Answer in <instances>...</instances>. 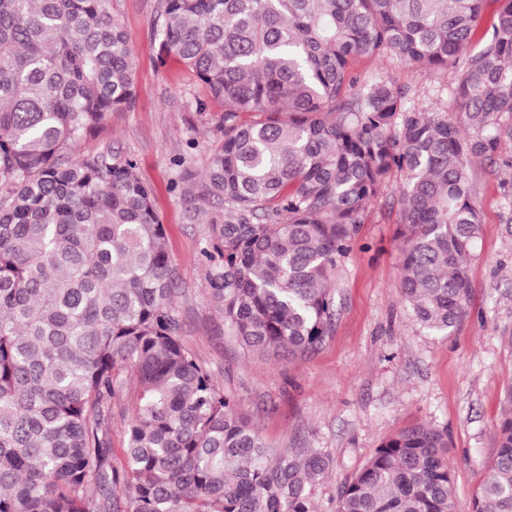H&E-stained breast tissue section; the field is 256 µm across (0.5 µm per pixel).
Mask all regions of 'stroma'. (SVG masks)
Masks as SVG:
<instances>
[{"instance_id": "obj_1", "label": "stroma", "mask_w": 512, "mask_h": 512, "mask_svg": "<svg viewBox=\"0 0 512 512\" xmlns=\"http://www.w3.org/2000/svg\"><path fill=\"white\" fill-rule=\"evenodd\" d=\"M157 4L112 0L134 51L137 105L113 113L83 148L133 159L135 174L152 187L178 277L182 345L272 448L310 446L331 454L333 465L314 492L316 512H334L341 483L384 439L415 423L447 431L454 494L459 512H468L496 452L504 390L512 385V170L498 161L473 166L482 224L468 258L467 315L450 335L420 327L398 288L400 204L392 186L371 205L337 274L332 336L297 360L244 353L225 336L224 316L206 288L202 250L208 222L220 209L189 213L174 187L181 168L203 172L207 148L224 125V106L198 111L191 76L160 65L151 39ZM356 68L366 77L386 71L397 85L415 90L419 103L466 125L452 109L449 75H428L389 58H365Z\"/></svg>"}]
</instances>
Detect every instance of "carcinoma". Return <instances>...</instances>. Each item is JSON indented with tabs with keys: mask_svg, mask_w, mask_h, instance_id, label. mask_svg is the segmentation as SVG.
Segmentation results:
<instances>
[{
	"mask_svg": "<svg viewBox=\"0 0 512 512\" xmlns=\"http://www.w3.org/2000/svg\"><path fill=\"white\" fill-rule=\"evenodd\" d=\"M159 0L173 58L224 103L206 181L207 290L242 349L293 357L334 332L331 282L399 174L401 293L428 331L466 315L481 224L472 163L512 140V0ZM451 75L467 134L361 58ZM112 0H0V512H315L331 457L275 453L179 340L176 271L152 188L82 143L136 104ZM123 462L107 439L124 376ZM469 512H512V385ZM448 434L386 438L336 512H458Z\"/></svg>",
	"mask_w": 512,
	"mask_h": 512,
	"instance_id": "carcinoma-1",
	"label": "carcinoma"
}]
</instances>
